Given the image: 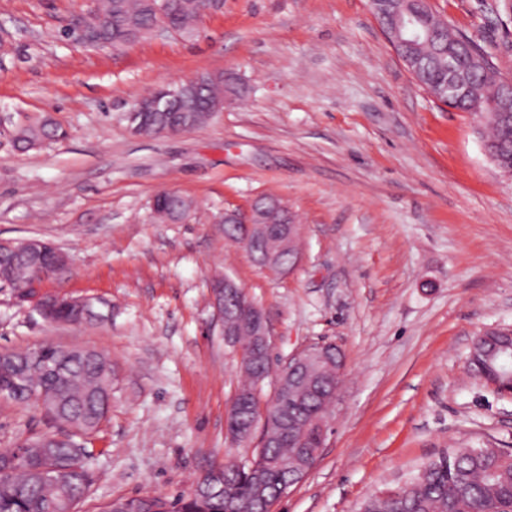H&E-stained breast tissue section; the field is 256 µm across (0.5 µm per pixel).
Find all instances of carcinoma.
Returning <instances> with one entry per match:
<instances>
[{
  "instance_id": "carcinoma-1",
  "label": "carcinoma",
  "mask_w": 512,
  "mask_h": 512,
  "mask_svg": "<svg viewBox=\"0 0 512 512\" xmlns=\"http://www.w3.org/2000/svg\"><path fill=\"white\" fill-rule=\"evenodd\" d=\"M99 4L98 13L82 17L87 36L96 45L116 50L147 38L148 30L158 23L189 37L200 20L198 0H166L161 16L154 12L152 0H99ZM422 19L436 27V45L422 53L400 48L398 56L415 73L418 86L432 91L447 77L448 46L459 43L464 34L441 22L428 5L422 8ZM217 92L219 89L206 82L184 88L182 97L167 108L145 113L140 123L143 135H157L174 123L198 127L211 117L208 104ZM488 128L487 140L502 147L505 164L512 166V129L500 123ZM64 136L60 125L44 118L18 128L13 143L20 150H29L47 139ZM32 273L31 265L0 249V277L23 285ZM58 360L67 361L65 372L58 376L48 373L46 365ZM468 362L499 391L512 390V361L491 355L487 341L474 340ZM112 375V361L97 351L45 344L26 353L0 352V393L12 394L18 403L33 402L54 423L85 435L99 428V399L112 392ZM234 414L237 423L246 426L259 416L260 406L248 401L235 406ZM283 414L322 417L324 409L321 400L310 397L297 408L284 407ZM93 456L94 449L84 441L77 440L72 447L48 436L1 450L0 512H63L71 501L89 494L94 484L89 466ZM264 460L271 461L261 472L267 498L255 503L253 512H270L302 462L301 449L286 434L271 439L270 447L256 449L249 464H224L222 476L208 496L119 497L104 504L100 512H225L229 503L250 495L255 477L251 467ZM48 465L55 467L51 477L37 479L35 471ZM360 512H512V451L491 443L450 448L426 461L396 496L374 494L362 503Z\"/></svg>"
}]
</instances>
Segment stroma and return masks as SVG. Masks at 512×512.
Wrapping results in <instances>:
<instances>
[{
    "label": "stroma",
    "mask_w": 512,
    "mask_h": 512,
    "mask_svg": "<svg viewBox=\"0 0 512 512\" xmlns=\"http://www.w3.org/2000/svg\"><path fill=\"white\" fill-rule=\"evenodd\" d=\"M512 76V0H431ZM89 0H0V239L70 257L51 292L96 300L101 321H44L0 282V350H100L112 411L94 437L96 482L78 512L118 496L188 494L230 447L242 380L212 304L229 276L265 314L271 355L313 342L345 357L324 447L274 512H359L448 448L512 449V397L469 370L475 336L512 326V175L477 117L437 103L385 39L369 0H224L192 38L120 50L65 35ZM228 72L239 94L179 134L135 135L132 103L164 83ZM50 117L65 139L17 150ZM195 203L155 221L153 200ZM271 196L300 226L285 274L224 235V211ZM0 399V448L58 432Z\"/></svg>",
    "instance_id": "1"
}]
</instances>
